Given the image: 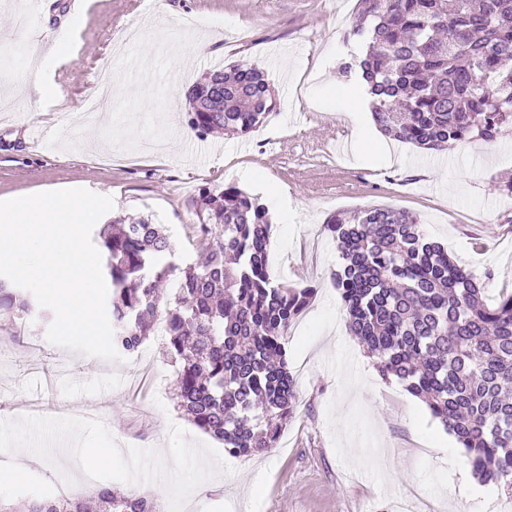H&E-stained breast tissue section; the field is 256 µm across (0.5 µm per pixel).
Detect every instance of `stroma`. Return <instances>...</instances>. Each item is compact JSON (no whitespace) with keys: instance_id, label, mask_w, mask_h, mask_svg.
<instances>
[{"instance_id":"1","label":"stroma","mask_w":512,"mask_h":512,"mask_svg":"<svg viewBox=\"0 0 512 512\" xmlns=\"http://www.w3.org/2000/svg\"><path fill=\"white\" fill-rule=\"evenodd\" d=\"M156 1L96 0L77 58L50 74L58 100L37 112L15 103L0 112V199L65 188L111 192V217L163 225L173 244L163 261L180 269L197 258L191 199L199 188L232 184L266 204L274 279L315 290L284 344L298 407L280 447L226 457L232 474L200 485L185 512H483L455 472L453 436L403 384L383 378L350 335L332 280L340 253L323 224L336 212L375 205L416 214L423 232L497 299L512 291V195L499 189L512 177V133L433 153L393 142L399 159L392 163L361 156L354 133L374 125L368 96L356 73L339 70L360 52L341 38L356 0H160V17ZM54 2L20 32V0H0V81L21 83L30 43L60 29L73 0ZM201 39L211 52L193 54ZM146 52L154 58L150 77L124 67ZM242 61L262 69L275 91L266 122L242 137L172 141L169 111L185 115L186 95L204 74ZM105 71L123 92L84 124L80 139L58 138L69 110L83 108ZM346 86L358 88L357 100L343 94ZM32 125L54 131L46 149L30 144ZM53 319L36 306L0 330V406L37 400L66 416L92 412L123 447L166 448L172 422L189 441L209 443L175 405L161 337L112 362L50 343ZM80 491L43 463L26 480L0 486V499L18 504Z\"/></svg>"}]
</instances>
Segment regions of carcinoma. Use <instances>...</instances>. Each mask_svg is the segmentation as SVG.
<instances>
[{"instance_id": "carcinoma-1", "label": "carcinoma", "mask_w": 512, "mask_h": 512, "mask_svg": "<svg viewBox=\"0 0 512 512\" xmlns=\"http://www.w3.org/2000/svg\"><path fill=\"white\" fill-rule=\"evenodd\" d=\"M357 13L345 42L364 52L340 68L358 71L383 135L438 151L512 132V0H357ZM213 81L224 85V99L195 110L197 93ZM187 99V124L201 138L247 134L276 106L264 72L246 64L208 73ZM192 204L199 257L162 316L173 393L198 429L230 455L248 457L275 447L295 413L283 336L314 288L272 280V224L257 198L235 186L203 188ZM324 229L341 253L333 279L347 327L381 376L426 404L481 482L512 488V291L488 303L483 284L403 209L334 214ZM95 241L112 282L115 348L133 353L176 270L160 264L172 242L159 224L122 218L98 226ZM32 308L27 294L0 280L1 317ZM157 507L137 490L102 486L88 497L31 499L24 512Z\"/></svg>"}]
</instances>
